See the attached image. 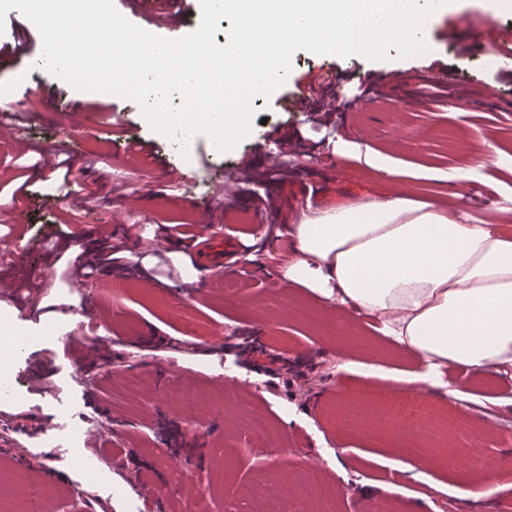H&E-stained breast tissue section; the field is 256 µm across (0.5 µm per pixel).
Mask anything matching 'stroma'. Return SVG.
<instances>
[{
	"instance_id": "1",
	"label": "stroma",
	"mask_w": 512,
	"mask_h": 512,
	"mask_svg": "<svg viewBox=\"0 0 512 512\" xmlns=\"http://www.w3.org/2000/svg\"><path fill=\"white\" fill-rule=\"evenodd\" d=\"M512 31V10L489 0H456L438 8L422 35L425 56L374 61L296 51L291 69L271 95L256 96L250 133L222 152L203 133L181 153L153 131L140 105L116 94L84 91L51 76L41 65L43 41L20 11L0 22V47L23 41L24 51L0 65V101L18 90L25 69L28 95L21 103L31 120L23 144L0 140V278L17 289L0 292V329L33 337L25 352L0 338V367L11 370L15 389L0 401V503L10 504L16 483L36 492L39 512H146L143 486L166 489L163 512H262L247 494L258 473L271 477L272 497L299 495L294 473L319 469L335 489L329 512H505L512 507V377L494 371L432 394L423 383L396 377L413 369L354 307L336 306L288 283L279 259L289 244L275 230L294 223L305 179L317 182L322 204L366 198L387 186L365 163L372 154L427 177L408 180L412 198H429L457 214L495 220L512 207V61L484 41L487 25ZM335 76L334 113L328 142L310 128V115L290 111L309 74ZM431 84L419 86L422 73ZM368 81L372 92H354ZM419 86L432 107L403 105ZM289 133L287 145L277 133ZM144 143L155 160L142 164L126 152ZM288 164L272 181L244 183L246 195L268 200L267 224L249 211L215 222L232 261L201 264L179 242L198 209L209 205L214 183L240 171L242 161L269 166L279 153ZM62 154L77 180L61 185L44 158ZM183 182L167 181L170 168ZM468 175L456 179L458 170ZM98 200L78 205L87 190ZM139 207L125 210V200ZM122 245L133 254L163 250L174 266L167 276L153 262L138 268H101L92 279L65 281L48 256L61 237ZM202 284L189 298L186 282ZM56 305L58 319L44 324L42 307ZM192 386L215 403L200 417L178 401ZM254 395L252 413H238L225 396L237 388ZM404 391L467 418L459 438L458 468L474 456L493 466L497 490L472 486L462 499L444 489L441 473L415 477L401 453L403 433L383 437L351 428L336 409L349 401ZM112 419L109 444L93 436L97 412ZM275 425L281 448L263 447L255 420Z\"/></svg>"
}]
</instances>
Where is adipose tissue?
<instances>
[{"label": "adipose tissue", "instance_id": "1", "mask_svg": "<svg viewBox=\"0 0 512 512\" xmlns=\"http://www.w3.org/2000/svg\"><path fill=\"white\" fill-rule=\"evenodd\" d=\"M368 165L391 192L283 225L289 282L364 310L418 363L403 383L441 388L452 367L512 371V227L411 199L397 188L403 170Z\"/></svg>", "mask_w": 512, "mask_h": 512}]
</instances>
